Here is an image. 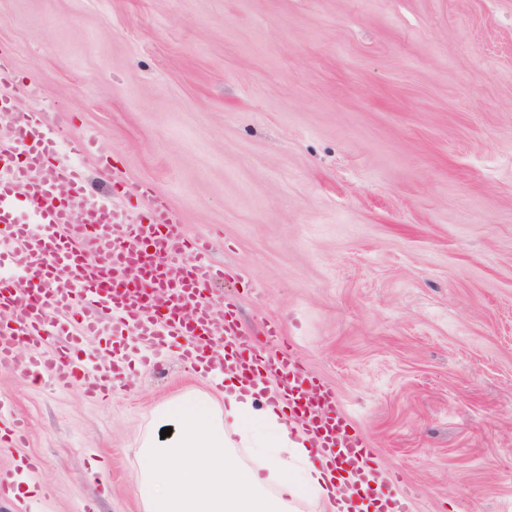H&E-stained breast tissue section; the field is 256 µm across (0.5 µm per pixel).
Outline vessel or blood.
<instances>
[{
    "label": "vessel or blood",
    "mask_w": 512,
    "mask_h": 512,
    "mask_svg": "<svg viewBox=\"0 0 512 512\" xmlns=\"http://www.w3.org/2000/svg\"><path fill=\"white\" fill-rule=\"evenodd\" d=\"M45 96L43 86L33 81L0 92V113L13 116L12 139L0 143V224L8 226L10 239L0 246V265L23 256L32 276L0 293V308L8 311L0 325V361L59 387L81 382L89 395L104 397L130 344L158 351L180 344L193 368L228 354L240 377L260 373L277 383V398L287 405L289 418L312 435L328 468L345 471L356 486H369L371 450L335 391L301 364L292 346L278 343L276 326L267 331L275 348L257 353L232 306L216 313L210 286L224 270L206 258L205 244L179 232L175 214L163 201L130 221L115 201L140 199L142 184L123 182L104 196L89 189L81 168L63 157L61 128L20 105L21 99ZM18 198L33 222L17 220ZM133 240L150 245L145 253L150 273L140 293L117 285L136 259L129 247ZM60 263L70 273L64 285L56 276ZM51 330L60 338L56 348L32 352ZM89 336L112 344L95 368L79 361Z\"/></svg>",
    "instance_id": "b4317fda"
}]
</instances>
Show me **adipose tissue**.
Listing matches in <instances>:
<instances>
[{
    "instance_id": "ef3b65f1",
    "label": "adipose tissue",
    "mask_w": 512,
    "mask_h": 512,
    "mask_svg": "<svg viewBox=\"0 0 512 512\" xmlns=\"http://www.w3.org/2000/svg\"><path fill=\"white\" fill-rule=\"evenodd\" d=\"M205 376L224 390L223 406L205 395L166 404L167 437L144 439L135 475L145 512H295L314 495L335 503L343 477L318 467L303 431L291 429L273 407L258 408V388L209 368ZM253 448L257 462L241 461L237 444Z\"/></svg>"
}]
</instances>
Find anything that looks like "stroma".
<instances>
[{"instance_id": "obj_1", "label": "stroma", "mask_w": 512, "mask_h": 512, "mask_svg": "<svg viewBox=\"0 0 512 512\" xmlns=\"http://www.w3.org/2000/svg\"><path fill=\"white\" fill-rule=\"evenodd\" d=\"M0 55L75 158L148 185L277 324L409 512H512V0H0ZM106 399L0 363L27 424L0 512H142L137 450L177 353Z\"/></svg>"}]
</instances>
